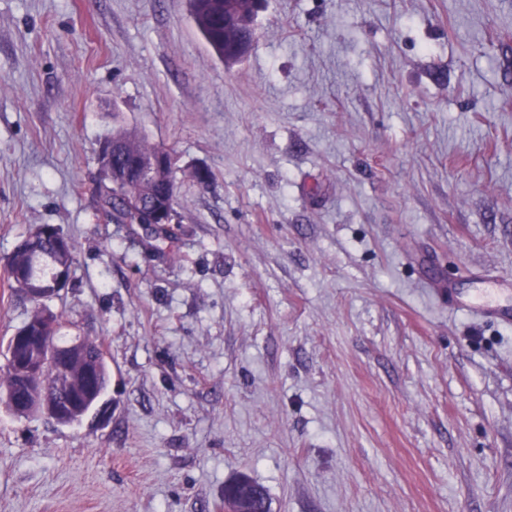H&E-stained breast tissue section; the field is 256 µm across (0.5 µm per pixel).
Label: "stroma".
<instances>
[{"mask_svg": "<svg viewBox=\"0 0 512 512\" xmlns=\"http://www.w3.org/2000/svg\"><path fill=\"white\" fill-rule=\"evenodd\" d=\"M225 64L188 0H0L3 266L101 343L104 419L0 403V512H512V0H264ZM170 149L169 226L115 224L98 148ZM196 170L211 174L207 184ZM229 485H225V497L228 502L235 497V495L239 492L242 485H247L252 491L253 487L256 488L257 498L255 500V508L261 510L262 512H269V499L267 490L260 484L254 482L250 478L246 476H240L230 483ZM258 487L262 489L263 493L258 491Z\"/></svg>", "mask_w": 512, "mask_h": 512, "instance_id": "35a3bbf8", "label": "stroma"}]
</instances>
